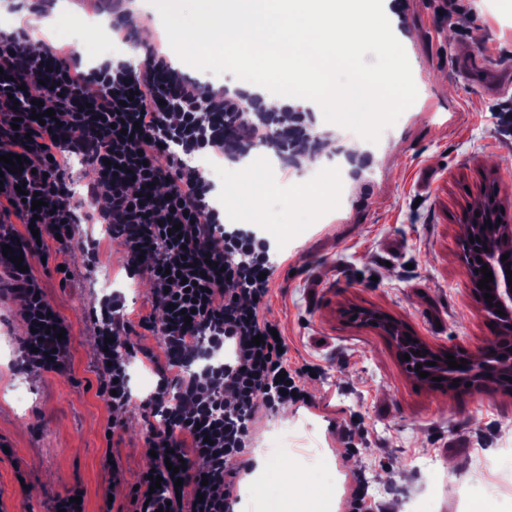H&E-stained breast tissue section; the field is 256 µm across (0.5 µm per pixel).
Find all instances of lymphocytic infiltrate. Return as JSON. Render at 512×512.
<instances>
[{
    "instance_id": "lymphocytic-infiltrate-1",
    "label": "lymphocytic infiltrate",
    "mask_w": 512,
    "mask_h": 512,
    "mask_svg": "<svg viewBox=\"0 0 512 512\" xmlns=\"http://www.w3.org/2000/svg\"><path fill=\"white\" fill-rule=\"evenodd\" d=\"M174 100L173 111L164 101ZM55 116L33 119V101ZM255 120L244 119L240 98L209 93L173 69L165 45L145 47L142 73L125 61H104L83 69L72 46L32 52L26 26L0 30V141L19 155L23 170L0 162V214L38 229V236H9L11 245L32 256L66 253L82 223L108 225L124 246L129 276L147 275L150 314L138 325L164 340L165 361L144 405L158 416L146 437L162 478L152 488L141 475L132 491L135 512H230L238 499L240 468L233 458L247 454L258 406L267 411L308 396L303 368L292 366L277 348L274 322L264 309L276 266L268 245L251 232L226 229L208 195L213 183L186 164L188 155L229 150L226 134L245 131L251 143L273 140L262 99L252 101ZM80 156L92 178L86 198L71 190L72 156ZM37 194L33 207L23 193ZM5 266L9 291L31 332L23 350L27 368L65 373L66 324L53 312L31 272ZM191 318H184V311ZM135 351L100 352L106 380L115 393L113 411L131 401L130 367ZM183 372L170 393L169 368ZM202 468H195V460ZM182 463L179 472L170 467Z\"/></svg>"
}]
</instances>
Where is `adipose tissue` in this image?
Returning <instances> with one entry per match:
<instances>
[{"mask_svg":"<svg viewBox=\"0 0 512 512\" xmlns=\"http://www.w3.org/2000/svg\"><path fill=\"white\" fill-rule=\"evenodd\" d=\"M162 19L173 36L200 62L222 57L241 78L237 87L268 100L281 98L305 73L319 75L314 98L318 113L347 112L367 119L385 115L388 101L379 95L351 98L354 77L366 48L394 64L401 39L365 9V0H198L200 7L185 14L182 0H157ZM238 186L224 195V206L238 211L260 208L264 195L254 186L266 182L261 161L234 167ZM260 494L270 512H286L290 499H319L320 484H300L281 464L267 467Z\"/></svg>","mask_w":512,"mask_h":512,"instance_id":"ef3b65f1","label":"adipose tissue"}]
</instances>
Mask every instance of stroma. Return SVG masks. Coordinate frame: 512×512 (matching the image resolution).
<instances>
[{
  "label": "stroma",
  "instance_id": "1",
  "mask_svg": "<svg viewBox=\"0 0 512 512\" xmlns=\"http://www.w3.org/2000/svg\"><path fill=\"white\" fill-rule=\"evenodd\" d=\"M389 16L406 35L408 100L385 118L342 119L341 132L371 141L339 205L287 222L250 214L278 269L265 308L281 325L310 403L259 409L248 459L289 461L299 479L330 490L292 512H347L356 487L370 512H512V394L494 387L435 388L419 382L380 330L349 322L366 307L395 318L437 350L475 354L492 338L462 263L461 216L495 181L512 217V0H395ZM74 0H55L48 21L30 24L31 43H68L60 19ZM71 253L32 259L46 300L70 330L69 368L21 374L26 326L11 295H0V512H54L72 490L84 512H105L151 460L153 422L142 401L152 384L132 375L133 398L114 415L95 358V313L120 292L136 326L124 344L162 356L156 333L139 327L150 284L130 279L119 240L77 227ZM359 451L349 454L348 444ZM124 482L112 484L113 468Z\"/></svg>",
  "mask_w": 512,
  "mask_h": 512
}]
</instances>
